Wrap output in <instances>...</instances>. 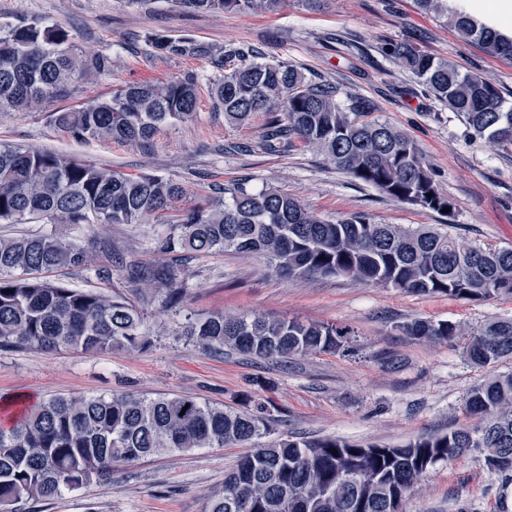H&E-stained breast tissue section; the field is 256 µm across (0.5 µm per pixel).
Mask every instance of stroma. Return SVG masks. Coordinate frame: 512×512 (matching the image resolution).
Here are the masks:
<instances>
[{
  "mask_svg": "<svg viewBox=\"0 0 512 512\" xmlns=\"http://www.w3.org/2000/svg\"><path fill=\"white\" fill-rule=\"evenodd\" d=\"M39 17L69 31L80 55L110 57L100 74L74 79L68 95L27 112H0V143L53 151L126 174L149 172L182 184L190 197L219 196L239 185L251 192L276 188L310 210L334 219L365 213L378 224H429L465 244L512 247V146L476 138L447 106L427 94L385 56V42L410 41L455 61L462 71L494 82L512 101V60L492 57L420 11L414 0H319L314 8L285 0L275 14L197 13L173 0H0V22ZM188 37L227 49H259L267 59L295 64L308 78L336 84L339 100H368L375 118L406 132L417 144L439 189L452 201L449 217L398 203L356 182L325 157L296 143L269 151L268 114L244 127L224 121L208 95L196 116L163 129L141 146L79 141L52 114L74 109L122 86L194 73L201 85L216 76L210 60L169 57L147 41L153 32ZM1 224L0 237L51 234L88 251L92 270L55 272L78 288L129 294L123 268L161 260L160 225ZM112 269L96 278L94 267ZM183 304L155 298L145 311L153 332L140 349L106 354L0 351V407L29 405L62 394L130 392L181 394L237 411L272 406L263 442L281 433L336 437L400 446L427 434L470 427L465 411L473 386L512 371V359L480 368L465 354L468 336L486 320L512 318V295L481 301L418 295L344 277L286 279L250 254L208 253L186 264ZM260 314L336 326L343 347L289 360L215 354L182 336L187 317ZM415 320L461 328L452 341L423 342L402 333ZM245 447L197 448L149 457L116 468L106 481L61 496L20 503L19 512H205L224 475ZM402 512H512V480L475 453L438 464L416 483Z\"/></svg>",
  "mask_w": 512,
  "mask_h": 512,
  "instance_id": "stroma-1",
  "label": "stroma"
}]
</instances>
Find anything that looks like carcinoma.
Listing matches in <instances>:
<instances>
[{
	"instance_id": "obj_1",
	"label": "carcinoma",
	"mask_w": 512,
	"mask_h": 512,
	"mask_svg": "<svg viewBox=\"0 0 512 512\" xmlns=\"http://www.w3.org/2000/svg\"><path fill=\"white\" fill-rule=\"evenodd\" d=\"M284 0H176L194 12L274 13ZM490 55L512 59V38L448 0H415ZM158 52L209 58L220 75L209 91L226 122L244 126L260 113L282 117L267 126L270 150L293 139L386 197L438 214L452 207L414 141L392 124L368 118L360 100L343 106L336 89L315 83L284 61L226 68L237 49L147 37ZM385 55L456 112L474 135L512 145V102L492 81L461 71L408 42L385 44ZM110 58H85L72 35L39 18L0 24V112H23L66 91L77 76L109 69ZM199 80L183 74L133 83L84 107L54 113L72 137L146 145L165 126L195 115ZM230 198L190 201L179 184L126 175L65 155L0 145V223L144 224L178 212L159 248L170 258L127 269L139 304L120 295L72 288L45 274L82 268L89 255L50 236L0 238V350L106 353L150 343L143 306L156 294L171 305L187 295L185 262L211 252L253 253L286 278L343 276L407 292L478 301L512 295V248L458 243L433 227L377 224L361 213L324 219L277 190L229 191ZM417 340L457 334L446 321L403 326ZM184 335L216 354L238 350L260 358L334 352L343 333L333 327L262 315H209ZM466 353L479 367L512 358V319L486 321ZM472 428L418 438L404 446L361 444L334 437L284 434L253 449L224 476L207 512H400L406 493L437 464L478 453L487 467L512 475V373L476 384L465 404ZM266 407L253 414L194 398L130 393L53 396L0 425V512L15 505L109 480L124 464L194 448H222L261 437Z\"/></svg>"
}]
</instances>
